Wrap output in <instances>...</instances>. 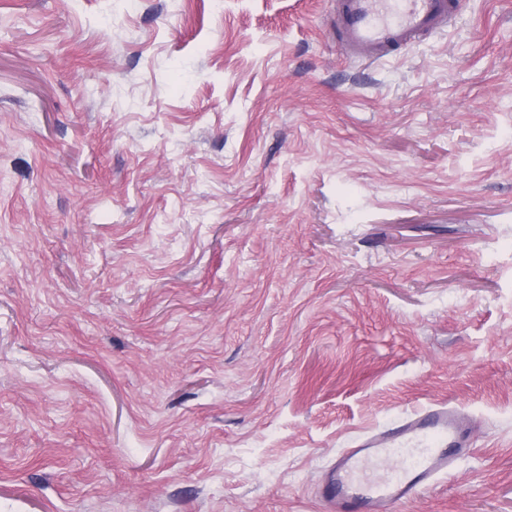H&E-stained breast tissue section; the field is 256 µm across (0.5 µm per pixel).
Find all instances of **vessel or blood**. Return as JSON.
<instances>
[{"instance_id": "obj_1", "label": "vessel or blood", "mask_w": 512, "mask_h": 512, "mask_svg": "<svg viewBox=\"0 0 512 512\" xmlns=\"http://www.w3.org/2000/svg\"><path fill=\"white\" fill-rule=\"evenodd\" d=\"M450 15L449 0H336L335 21L343 52L370 61L444 27ZM464 443L460 411L429 406L339 454L321 496L336 512H381L449 473Z\"/></svg>"}]
</instances>
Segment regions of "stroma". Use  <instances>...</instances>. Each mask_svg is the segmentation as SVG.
<instances>
[{"instance_id":"35a3bbf8","label":"stroma","mask_w":512,"mask_h":512,"mask_svg":"<svg viewBox=\"0 0 512 512\" xmlns=\"http://www.w3.org/2000/svg\"><path fill=\"white\" fill-rule=\"evenodd\" d=\"M347 59L336 0H0V512H512V0ZM464 443L460 411L431 405L339 454L321 496L336 512H380L449 473L458 460L454 449Z\"/></svg>"}]
</instances>
